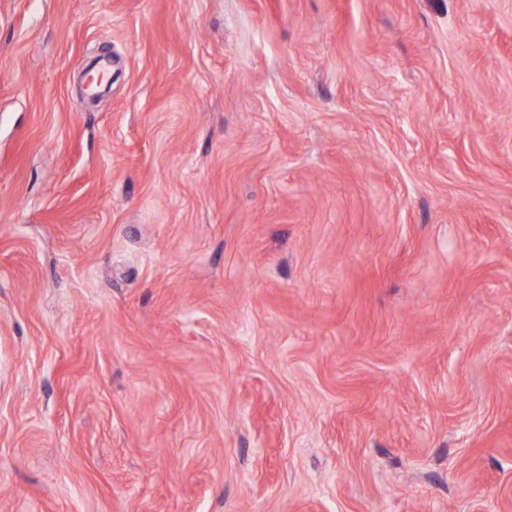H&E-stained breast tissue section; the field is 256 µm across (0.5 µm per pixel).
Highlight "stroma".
I'll list each match as a JSON object with an SVG mask.
<instances>
[{"label": "stroma", "instance_id": "35a3bbf8", "mask_svg": "<svg viewBox=\"0 0 512 512\" xmlns=\"http://www.w3.org/2000/svg\"><path fill=\"white\" fill-rule=\"evenodd\" d=\"M0 512H512V0H0Z\"/></svg>", "mask_w": 512, "mask_h": 512}]
</instances>
